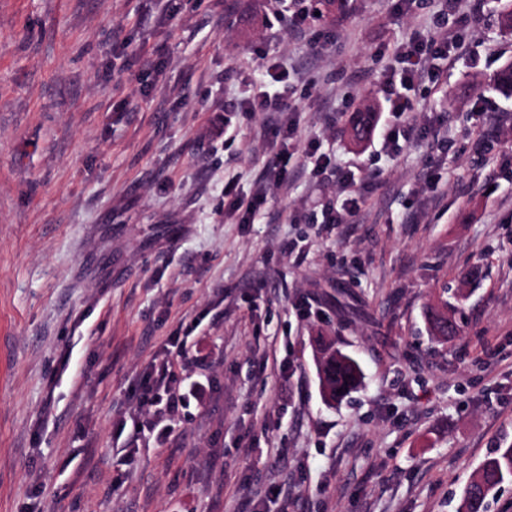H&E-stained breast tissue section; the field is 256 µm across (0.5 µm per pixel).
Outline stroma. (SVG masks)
I'll return each mask as SVG.
<instances>
[{"label": "stroma", "instance_id": "35a3bbf8", "mask_svg": "<svg viewBox=\"0 0 512 512\" xmlns=\"http://www.w3.org/2000/svg\"><path fill=\"white\" fill-rule=\"evenodd\" d=\"M472 4L442 25V0H347L297 33L284 0L172 17L159 0H0V512H456L512 446V97L493 85L512 0ZM431 34L463 48L405 119L438 122L446 148L389 154L387 53ZM264 57L288 69L293 145L371 185L347 223L319 221L335 177H268L277 117L239 107ZM261 188L239 223L230 199ZM446 302L447 343L427 322ZM320 333L363 371L332 406ZM173 336L204 403L125 457L120 425Z\"/></svg>", "mask_w": 512, "mask_h": 512}]
</instances>
